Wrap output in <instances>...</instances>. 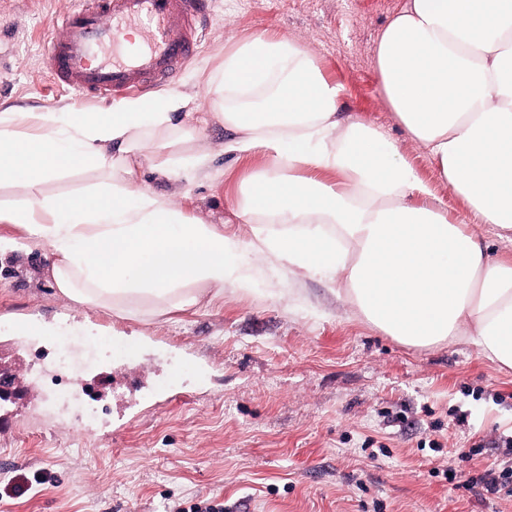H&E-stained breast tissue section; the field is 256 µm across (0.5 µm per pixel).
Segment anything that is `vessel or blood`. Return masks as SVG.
I'll return each mask as SVG.
<instances>
[{
	"instance_id": "obj_1",
	"label": "vessel or blood",
	"mask_w": 512,
	"mask_h": 512,
	"mask_svg": "<svg viewBox=\"0 0 512 512\" xmlns=\"http://www.w3.org/2000/svg\"><path fill=\"white\" fill-rule=\"evenodd\" d=\"M208 0H73L54 18L46 54L52 79L86 97L112 99L172 83L194 57ZM145 25L140 50L128 54L126 27Z\"/></svg>"
}]
</instances>
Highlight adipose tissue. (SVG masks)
<instances>
[{
	"instance_id": "obj_1",
	"label": "adipose tissue",
	"mask_w": 512,
	"mask_h": 512,
	"mask_svg": "<svg viewBox=\"0 0 512 512\" xmlns=\"http://www.w3.org/2000/svg\"><path fill=\"white\" fill-rule=\"evenodd\" d=\"M385 100L408 139L479 223L512 236V0H409L375 47ZM195 124L188 101L162 94L107 112H0V185L38 186L96 167L84 192L0 206L51 248L50 274L69 301L121 318L198 300V286L249 288V267L274 255L341 286L365 319L398 342L460 337L512 368V260L495 259L465 220L435 206L431 187L380 127L341 118L342 88L298 43L253 32L202 70ZM223 121L229 151L260 154L234 191L246 224H296L241 245L139 184L149 152L163 177L204 174L196 128ZM36 131L24 133L23 125Z\"/></svg>"
}]
</instances>
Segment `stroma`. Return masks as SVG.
Segmentation results:
<instances>
[{"mask_svg":"<svg viewBox=\"0 0 512 512\" xmlns=\"http://www.w3.org/2000/svg\"><path fill=\"white\" fill-rule=\"evenodd\" d=\"M69 2L0 0L1 111L112 109L59 92L47 76L52 20ZM406 3L211 0L213 23L168 90L201 94L195 74L249 33L285 36L341 85L343 115L383 128L434 204L467 216L383 98L375 45ZM233 137L213 120L192 141L211 158L208 179H168L151 172L149 157L139 163L144 187L247 241L252 227L235 216L230 191L265 159L236 160L224 150ZM98 179L88 170L34 189L0 186V204ZM0 237L17 243L0 252V363L35 385L0 420V512H176L211 499L224 512H512V488L492 493L480 482L512 468L497 446L512 435V370L466 339L400 344L323 281L270 262L251 267L250 290H208L186 309L119 319L58 293L46 243L1 222ZM62 320L77 328L64 344L35 335ZM62 359L89 366L112 393L91 402L60 389L45 369ZM478 444L482 454H472Z\"/></svg>","mask_w":512,"mask_h":512,"instance_id":"stroma-1","label":"stroma"}]
</instances>
